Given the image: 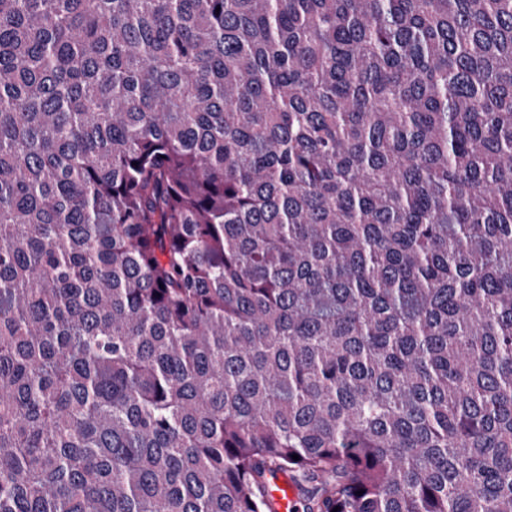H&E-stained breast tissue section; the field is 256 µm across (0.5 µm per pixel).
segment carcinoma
<instances>
[{"instance_id": "carcinoma-1", "label": "carcinoma", "mask_w": 512, "mask_h": 512, "mask_svg": "<svg viewBox=\"0 0 512 512\" xmlns=\"http://www.w3.org/2000/svg\"><path fill=\"white\" fill-rule=\"evenodd\" d=\"M275 471L512 512V0H0V512Z\"/></svg>"}]
</instances>
